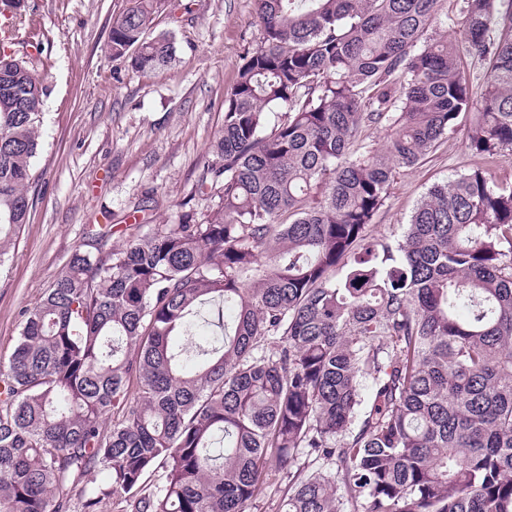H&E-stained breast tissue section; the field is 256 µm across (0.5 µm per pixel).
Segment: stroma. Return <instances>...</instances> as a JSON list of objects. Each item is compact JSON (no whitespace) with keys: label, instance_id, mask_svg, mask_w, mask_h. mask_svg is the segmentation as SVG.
<instances>
[{"label":"stroma","instance_id":"obj_1","mask_svg":"<svg viewBox=\"0 0 512 512\" xmlns=\"http://www.w3.org/2000/svg\"><path fill=\"white\" fill-rule=\"evenodd\" d=\"M130 0H26L23 15L41 32L40 71L48 90L34 160L40 174L26 224L0 267V362H8L26 315L65 270L90 224L113 225L111 246L179 224L204 211L198 179L224 126V98L243 56L260 46L254 0H165L154 33L173 37L177 57L147 76L106 49L109 22ZM464 131L419 164L397 171L374 218V232L400 234L428 190L486 165L512 182V159L482 161ZM149 201V211L136 207Z\"/></svg>","mask_w":512,"mask_h":512}]
</instances>
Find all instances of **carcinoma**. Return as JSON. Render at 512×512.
I'll return each mask as SVG.
<instances>
[{"label":"carcinoma","instance_id":"obj_1","mask_svg":"<svg viewBox=\"0 0 512 512\" xmlns=\"http://www.w3.org/2000/svg\"><path fill=\"white\" fill-rule=\"evenodd\" d=\"M132 2L108 51L153 74L175 42L146 37L162 0ZM254 3L214 203L118 249L93 225L0 365V512H70L51 492L96 470L81 512H248L274 462L278 512H512V183L473 168L372 230L394 171L459 127L512 154V0H456L449 40L439 0ZM46 96L34 57L0 51V236L29 219ZM365 125L387 144L349 152ZM226 305L213 343H184ZM455 13V2L454 0H440L439 2V15L442 18V25H438L429 33L434 37L445 40L448 38H453L455 36L456 27L452 25V21L449 18L453 19V15Z\"/></svg>","mask_w":512,"mask_h":512}]
</instances>
